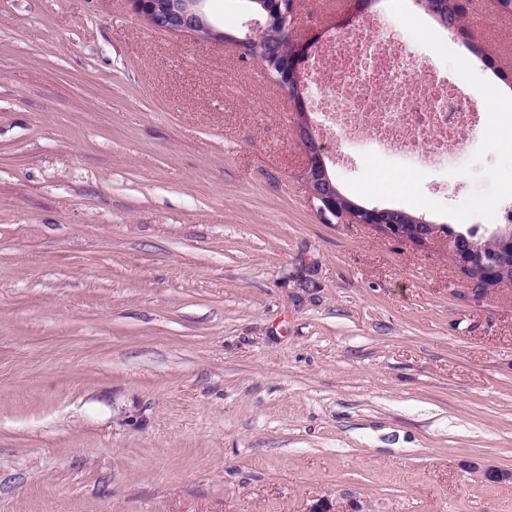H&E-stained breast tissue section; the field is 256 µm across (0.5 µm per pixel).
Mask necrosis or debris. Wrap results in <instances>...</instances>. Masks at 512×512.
Returning a JSON list of instances; mask_svg holds the SVG:
<instances>
[{"label": "necrosis or debris", "instance_id": "1", "mask_svg": "<svg viewBox=\"0 0 512 512\" xmlns=\"http://www.w3.org/2000/svg\"><path fill=\"white\" fill-rule=\"evenodd\" d=\"M319 129L353 139L367 132L379 148L407 157L452 158L467 148L487 113L425 58L390 42L377 17L331 37L310 58Z\"/></svg>", "mask_w": 512, "mask_h": 512}]
</instances>
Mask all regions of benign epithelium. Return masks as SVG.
<instances>
[{
    "mask_svg": "<svg viewBox=\"0 0 512 512\" xmlns=\"http://www.w3.org/2000/svg\"><path fill=\"white\" fill-rule=\"evenodd\" d=\"M127 2L133 14L145 19L156 30L193 34L203 39L222 42L234 48L241 58L257 61L271 71L275 70V65L268 63L266 58L252 57L250 53L264 30L279 26L287 39L291 40L295 53V64L291 69L293 84L281 81L279 85L292 103L295 114L294 137L304 157L303 175L307 199L320 220L326 224H365L388 238L420 249L440 245L448 255V259L461 273L482 270L483 276L469 279L472 291L478 296L503 285L499 276L498 256L482 254L464 257L460 255L456 246V235L448 234L442 225L423 218H415L411 224L374 221L371 216L374 213H380L379 209H369L352 203L337 192L329 179L323 143L315 132L301 92V87L307 79L306 62L320 44L323 33L314 32L306 38L293 39L292 30L297 20V0H273L274 10L272 11L266 6L265 0H253L260 5V8L255 10L257 19L251 22L247 32L238 34L215 30L201 9L203 0H127ZM371 5H373L371 0H346L345 18L342 19V23H349L365 14ZM476 470L490 482L512 480V470L490 465L478 466Z\"/></svg>",
    "mask_w": 512,
    "mask_h": 512,
    "instance_id": "benign-epithelium-1",
    "label": "benign epithelium"
}]
</instances>
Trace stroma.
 I'll return each instance as SVG.
<instances>
[{
    "label": "stroma",
    "instance_id": "obj_1",
    "mask_svg": "<svg viewBox=\"0 0 512 512\" xmlns=\"http://www.w3.org/2000/svg\"><path fill=\"white\" fill-rule=\"evenodd\" d=\"M344 0H300L296 36ZM392 38L492 112L512 89L413 0ZM472 36L512 72V15ZM367 207L497 227L512 121L416 165L324 138ZM287 94L127 0H0V512H512V285L322 223Z\"/></svg>",
    "mask_w": 512,
    "mask_h": 512
}]
</instances>
